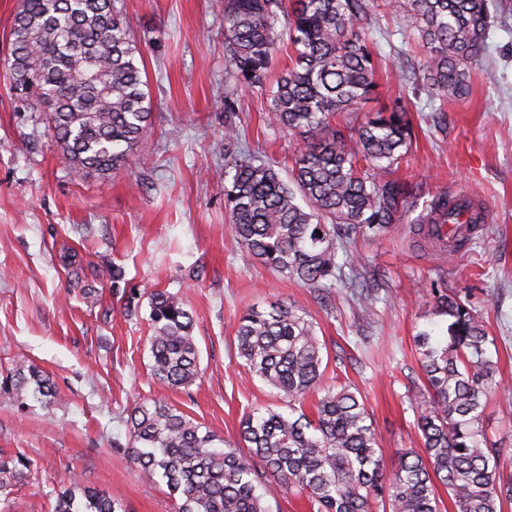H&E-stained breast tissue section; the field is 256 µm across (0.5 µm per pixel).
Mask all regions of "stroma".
<instances>
[{
    "mask_svg": "<svg viewBox=\"0 0 512 512\" xmlns=\"http://www.w3.org/2000/svg\"><path fill=\"white\" fill-rule=\"evenodd\" d=\"M494 26L472 70L468 98L436 101L415 80L418 34L386 14L373 38L380 97L410 102L415 137L398 177L418 195L415 215L441 193L461 192L490 208L468 243L447 253L401 221L351 243L332 295L263 266L232 240L224 209V98L238 102L256 159L291 168L299 136L269 129L267 97L227 81L224 13L218 0H118L141 49L154 115L135 161L108 177H74L54 144L0 76V371L27 358L59 392L49 405L0 401V453H24L30 475L0 496V512H52L72 477L121 498L127 512H177L164 484L142 478L127 456L136 403L160 400L237 443L241 419L278 403L237 356L241 315L282 302L304 312L324 345L325 380L362 396L385 467L397 448L421 450L409 397L423 385L414 343L447 333L435 292L460 295L496 344L501 374L483 432L512 446V0H493ZM78 263L67 266L64 254ZM139 289L135 312L114 295ZM370 288L372 314L357 300ZM180 297L193 315L200 377L163 390L149 376V299Z\"/></svg>",
    "mask_w": 512,
    "mask_h": 512,
    "instance_id": "1",
    "label": "stroma"
}]
</instances>
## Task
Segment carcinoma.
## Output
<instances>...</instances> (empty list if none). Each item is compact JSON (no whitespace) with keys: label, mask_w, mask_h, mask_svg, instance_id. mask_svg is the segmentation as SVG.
Instances as JSON below:
<instances>
[{"label":"carcinoma","mask_w":512,"mask_h":512,"mask_svg":"<svg viewBox=\"0 0 512 512\" xmlns=\"http://www.w3.org/2000/svg\"><path fill=\"white\" fill-rule=\"evenodd\" d=\"M115 0H20L9 31L6 75L11 93L39 112L74 176L106 177L133 160L147 133L151 103L143 61ZM418 31L419 66L431 97L446 103L468 95L472 66L493 23L488 0H224L227 79L268 89L265 121L293 132L303 147L288 179L275 165L242 150L236 102L224 97V158L233 175L224 188L235 243L267 267L330 291L341 278L339 253L350 236L380 233L416 207L412 186L393 174L412 147L409 108L399 98L363 122L337 126L379 94L369 33L380 11ZM290 64L267 88L282 33ZM430 235L468 240L474 220L445 195L428 204ZM150 372L168 389L191 386L199 373L193 316L181 299L150 293ZM450 318L447 341L417 337L423 388L413 396L423 452L396 448V467L381 463L378 436L363 399L324 381L323 345L312 322L292 306L273 303L245 313L236 330L238 357L288 400L291 412L248 414L241 446L201 430L161 401L140 403L129 419L127 450L142 476L162 481L180 500L178 512H270L279 493L306 497L310 512H441L437 484L454 512H503L512 501V455L486 440L483 398L499 374L481 317L457 294L436 295ZM318 394L313 419L295 403ZM51 403L55 383L18 359L0 377V397ZM221 446H216V443ZM23 454L0 456V492L30 473ZM55 512H125L121 501L78 478L56 492Z\"/></svg>","instance_id":"carcinoma-1"}]
</instances>
